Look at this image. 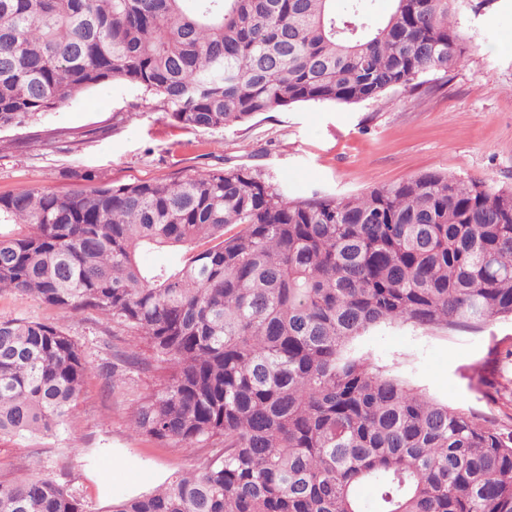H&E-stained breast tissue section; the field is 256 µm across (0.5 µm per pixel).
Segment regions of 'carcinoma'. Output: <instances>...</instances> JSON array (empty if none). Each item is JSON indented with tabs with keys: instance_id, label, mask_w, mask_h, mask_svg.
<instances>
[{
	"instance_id": "carcinoma-1",
	"label": "carcinoma",
	"mask_w": 512,
	"mask_h": 512,
	"mask_svg": "<svg viewBox=\"0 0 512 512\" xmlns=\"http://www.w3.org/2000/svg\"><path fill=\"white\" fill-rule=\"evenodd\" d=\"M0 0V130L112 83L178 124L357 104L448 74L455 0ZM0 290L143 336L171 382L132 431L213 448L105 512H512V431L414 387L363 339L512 317V187L437 171L290 200L245 168L0 196ZM211 246L194 251L200 241ZM186 249L179 266L138 255ZM88 370L61 326L0 320V437L53 436ZM0 512H87L66 485L0 479Z\"/></svg>"
}]
</instances>
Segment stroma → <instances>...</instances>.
Here are the masks:
<instances>
[{
	"mask_svg": "<svg viewBox=\"0 0 512 512\" xmlns=\"http://www.w3.org/2000/svg\"><path fill=\"white\" fill-rule=\"evenodd\" d=\"M458 21L475 45L424 96L395 90L352 105L295 104L204 130L177 124L159 99L138 87L87 90L35 129L0 131V195L65 193L84 187L88 172L98 183L122 184L240 167L270 179L292 199L315 190L355 195L425 171L512 187V0H460ZM56 128L77 136L44 146L41 134ZM0 318L63 326L88 365L74 413L57 435L0 440L1 476L40 472L69 484L88 512H102L112 498L150 491L175 473L199 469L210 456L207 448L162 445L132 432L134 409L172 375L151 364L146 339L127 336L93 311L67 319L37 298L8 290L0 291ZM365 343L415 387L512 429V359L490 357L492 348H512L511 318L452 333L380 328ZM132 344L149 368L124 369L119 383L109 386L107 369ZM484 361L494 383L487 391L468 379L471 366Z\"/></svg>",
	"mask_w": 512,
	"mask_h": 512,
	"instance_id": "35a3bbf8",
	"label": "stroma"
}]
</instances>
